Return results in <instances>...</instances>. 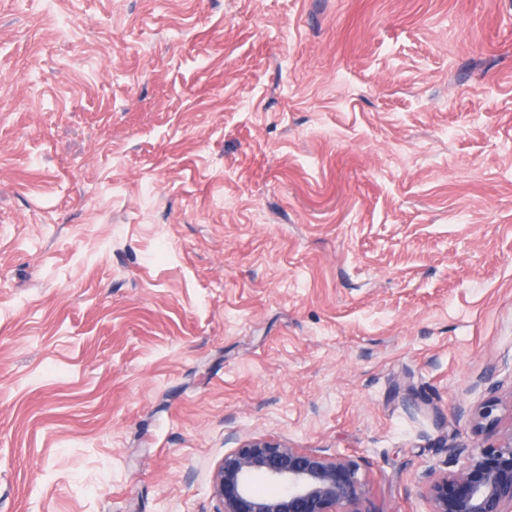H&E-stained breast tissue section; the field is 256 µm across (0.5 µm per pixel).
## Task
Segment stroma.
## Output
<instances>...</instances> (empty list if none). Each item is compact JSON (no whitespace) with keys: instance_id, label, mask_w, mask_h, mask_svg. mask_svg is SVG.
<instances>
[{"instance_id":"35a3bbf8","label":"stroma","mask_w":512,"mask_h":512,"mask_svg":"<svg viewBox=\"0 0 512 512\" xmlns=\"http://www.w3.org/2000/svg\"><path fill=\"white\" fill-rule=\"evenodd\" d=\"M512 418V0H0V512H215L251 438L427 512Z\"/></svg>"}]
</instances>
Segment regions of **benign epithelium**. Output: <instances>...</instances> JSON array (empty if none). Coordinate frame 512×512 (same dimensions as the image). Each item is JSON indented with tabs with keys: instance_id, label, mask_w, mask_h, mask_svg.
Wrapping results in <instances>:
<instances>
[{
	"instance_id": "7a95c632",
	"label": "benign epithelium",
	"mask_w": 512,
	"mask_h": 512,
	"mask_svg": "<svg viewBox=\"0 0 512 512\" xmlns=\"http://www.w3.org/2000/svg\"><path fill=\"white\" fill-rule=\"evenodd\" d=\"M499 398L491 396L473 413L476 426H496ZM455 469L426 474L428 512H512V427L476 450L448 445ZM361 464L349 455L291 448L271 438H253L224 455L213 475L216 512H369ZM262 476L284 490L258 493Z\"/></svg>"
}]
</instances>
